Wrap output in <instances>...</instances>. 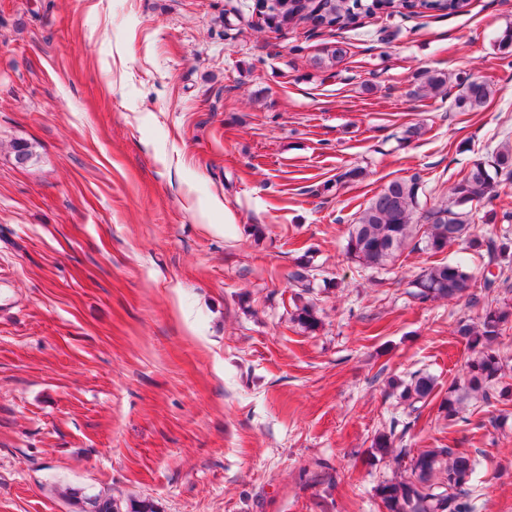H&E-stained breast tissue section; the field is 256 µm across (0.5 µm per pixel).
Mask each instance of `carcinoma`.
Wrapping results in <instances>:
<instances>
[{
  "label": "carcinoma",
  "instance_id": "1",
  "mask_svg": "<svg viewBox=\"0 0 512 512\" xmlns=\"http://www.w3.org/2000/svg\"><path fill=\"white\" fill-rule=\"evenodd\" d=\"M465 0H401L406 9L446 10L457 12ZM323 12L315 16L318 23L349 25L363 8L359 0H325ZM445 79L428 74L419 86L423 96L439 93ZM492 94L491 87L477 78L459 83L454 107L460 112H477ZM494 172L512 177V148L504 147L493 156V165L474 162L469 171L451 188V201L440 205L428 216V224L414 223L418 206L420 177L394 179L370 199L351 225L346 252L369 267H382L396 253L425 244V248L441 251L464 241L467 249L486 252L491 263L512 259V237L505 234L497 239L482 238L470 232L468 213L461 206L479 203L497 196ZM475 278L463 260L439 263L428 267L412 281L414 296L425 302L441 298L461 299L470 295ZM512 321V307L488 308L478 324L462 323L457 334L465 340L471 355L464 363L461 383L448 386V395L439 404V412L450 421L463 411L465 401L479 397L485 401L503 396L499 389L503 363L494 343L502 336L503 327ZM398 399L415 413L427 402L435 389L430 376L413 374L407 383L396 385ZM410 424L391 422L390 431L379 435L371 446L372 457L390 456L400 475L378 486L376 495L385 512H474L471 482L476 461L459 448H425L417 452L410 448L393 447L395 436L405 435ZM87 512H121V504L112 498H86Z\"/></svg>",
  "mask_w": 512,
  "mask_h": 512
}]
</instances>
